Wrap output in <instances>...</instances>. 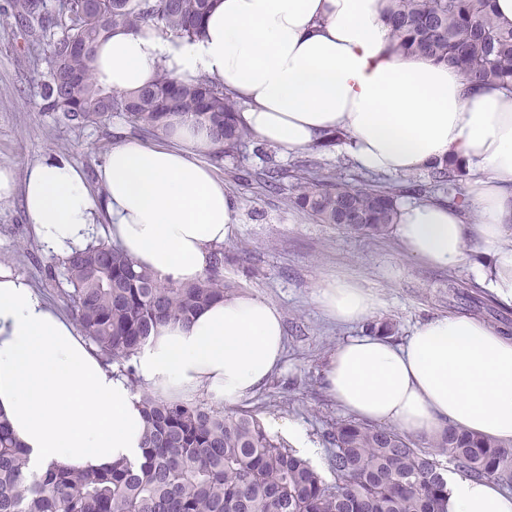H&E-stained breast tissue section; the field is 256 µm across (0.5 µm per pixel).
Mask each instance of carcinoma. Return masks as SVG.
I'll return each instance as SVG.
<instances>
[{"mask_svg": "<svg viewBox=\"0 0 512 512\" xmlns=\"http://www.w3.org/2000/svg\"><path fill=\"white\" fill-rule=\"evenodd\" d=\"M213 0H13L11 17L29 28L49 61L39 109L76 126H103L124 115L143 135L166 134L174 121L205 130L214 153L242 151L252 133L242 104L207 78L178 81L157 70L134 92L98 84L91 62L116 25H148L192 42L202 36ZM393 51L457 67L472 83L512 90V27L494 21L492 0H386ZM465 177L456 160L422 179L345 181L313 159L265 166L246 178L277 193L323 224L370 237L386 235L402 199L454 200ZM214 255L194 283L159 281L121 249L91 243L64 258L79 329L108 363L139 389L145 418L144 457L78 471L63 465L27 472L23 448L0 417V512H447L448 488L436 454L391 427L337 419L324 433L335 480L272 436L248 410L207 402L163 400L134 374L137 349L161 324L187 321L199 308L235 294ZM458 471L512 489V448L459 428L432 444Z\"/></svg>", "mask_w": 512, "mask_h": 512, "instance_id": "obj_1", "label": "carcinoma"}]
</instances>
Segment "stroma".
<instances>
[{
    "label": "stroma",
    "instance_id": "stroma-1",
    "mask_svg": "<svg viewBox=\"0 0 512 512\" xmlns=\"http://www.w3.org/2000/svg\"><path fill=\"white\" fill-rule=\"evenodd\" d=\"M9 11L10 0H0V166H10L21 182L31 163L53 156L75 165L87 181H95L112 145L134 138L133 129L119 115L103 126L78 127L38 111L36 79L47 72L48 61L23 28L4 23ZM266 153L274 162L287 161L275 147H267ZM263 159L250 151L201 157L240 203L239 230L227 244L236 260L224 265V278L273 302L282 313L287 336L284 366L242 407L268 428L277 422L296 423L319 450L314 469L330 482L331 450L323 434L343 411L327 392L324 371L337 344L363 335L366 328L339 329L325 321L315 302L318 279L336 274L358 277L382 303L378 319L393 320L391 339L399 343L429 316L464 313V301L449 298L448 282L468 286L473 275L466 267L439 270L406 259L394 237L373 239L318 223L286 195H271L258 184L236 180V173L260 168ZM61 262L36 240L21 196L0 201V264L28 278L49 305L69 318L73 312L65 295L70 286Z\"/></svg>",
    "mask_w": 512,
    "mask_h": 512
}]
</instances>
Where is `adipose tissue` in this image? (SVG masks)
<instances>
[{"mask_svg":"<svg viewBox=\"0 0 512 512\" xmlns=\"http://www.w3.org/2000/svg\"><path fill=\"white\" fill-rule=\"evenodd\" d=\"M384 0H214L201 38L153 27L115 28L92 62L101 84L134 91L158 67L206 77L244 102V125L290 155L345 133L343 151L379 174H409L435 162L466 163L457 201L401 203L394 235L402 254L438 269L470 267L495 305L512 311V93L469 84L459 70L390 48ZM167 143H117L92 194L73 164L46 157L23 184L0 167V200L21 194L47 253L69 255L104 216L112 241L158 280L184 284L210 269L229 242L240 204L199 157L205 131L177 123ZM482 245L473 260V245ZM315 300L339 326L380 308L353 277L320 279ZM283 318L250 291L158 326L137 351V376L167 399L204 396L227 407L248 399L278 370ZM327 391L358 420L436 440L460 428L512 444V331L469 314L419 322L403 344L354 336L325 372ZM0 413L32 473L53 464L103 469L143 457L140 397L97 355L75 325L30 282L0 265ZM448 512H512V493L449 471Z\"/></svg>","mask_w":512,"mask_h":512,"instance_id":"adipose-tissue-1","label":"adipose tissue"}]
</instances>
